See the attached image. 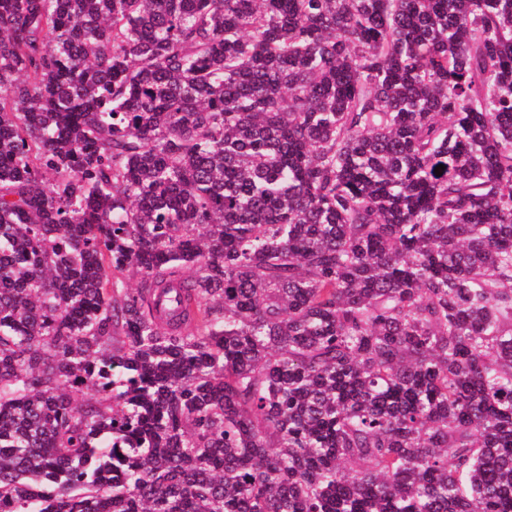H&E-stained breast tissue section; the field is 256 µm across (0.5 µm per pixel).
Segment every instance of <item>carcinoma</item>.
Masks as SVG:
<instances>
[{"label": "carcinoma", "instance_id": "carcinoma-1", "mask_svg": "<svg viewBox=\"0 0 512 512\" xmlns=\"http://www.w3.org/2000/svg\"><path fill=\"white\" fill-rule=\"evenodd\" d=\"M0 512H512V0H0Z\"/></svg>", "mask_w": 512, "mask_h": 512}]
</instances>
